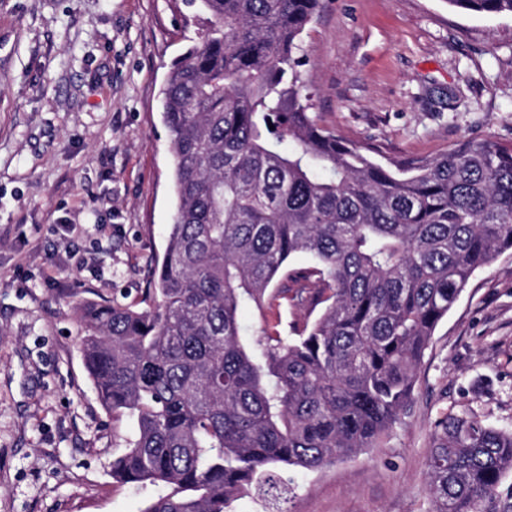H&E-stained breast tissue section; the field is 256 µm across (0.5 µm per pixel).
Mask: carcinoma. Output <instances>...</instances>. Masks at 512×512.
<instances>
[{"label": "carcinoma", "instance_id": "1", "mask_svg": "<svg viewBox=\"0 0 512 512\" xmlns=\"http://www.w3.org/2000/svg\"><path fill=\"white\" fill-rule=\"evenodd\" d=\"M512 15V0H446ZM197 41L163 89L175 210L146 309H82L86 369L133 435L112 479L169 491L140 512L282 507L292 482L378 448L408 406L438 323L476 270L512 250V143L467 141L383 162L320 126L295 56L323 0H189ZM315 265L314 322L293 339L247 307L288 298ZM512 431L448 414L428 459L432 512H512Z\"/></svg>", "mask_w": 512, "mask_h": 512}]
</instances>
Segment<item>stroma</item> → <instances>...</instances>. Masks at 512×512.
<instances>
[{
	"label": "stroma",
	"instance_id": "1",
	"mask_svg": "<svg viewBox=\"0 0 512 512\" xmlns=\"http://www.w3.org/2000/svg\"><path fill=\"white\" fill-rule=\"evenodd\" d=\"M184 0H0V512H141L131 434L100 402L78 309L141 305L173 213L161 92L197 38ZM298 54L316 121L383 157L512 142V15L329 0ZM512 431V251L437 325L378 448L293 471L288 512H431L436 425Z\"/></svg>",
	"mask_w": 512,
	"mask_h": 512
}]
</instances>
